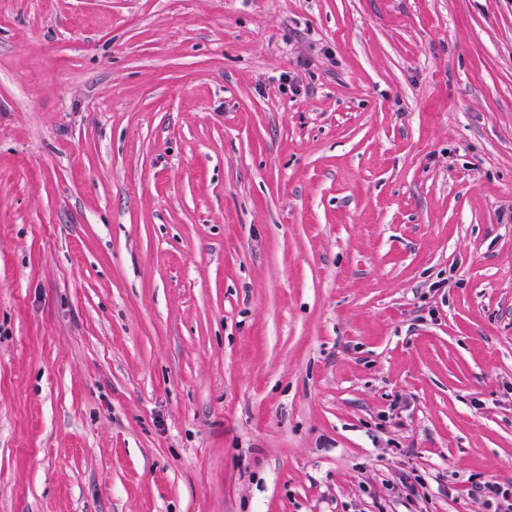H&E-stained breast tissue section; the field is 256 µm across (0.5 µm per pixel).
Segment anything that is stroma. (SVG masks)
I'll return each instance as SVG.
<instances>
[{
	"label": "stroma",
	"mask_w": 512,
	"mask_h": 512,
	"mask_svg": "<svg viewBox=\"0 0 512 512\" xmlns=\"http://www.w3.org/2000/svg\"><path fill=\"white\" fill-rule=\"evenodd\" d=\"M491 478L512 0H0V512Z\"/></svg>",
	"instance_id": "obj_1"
}]
</instances>
